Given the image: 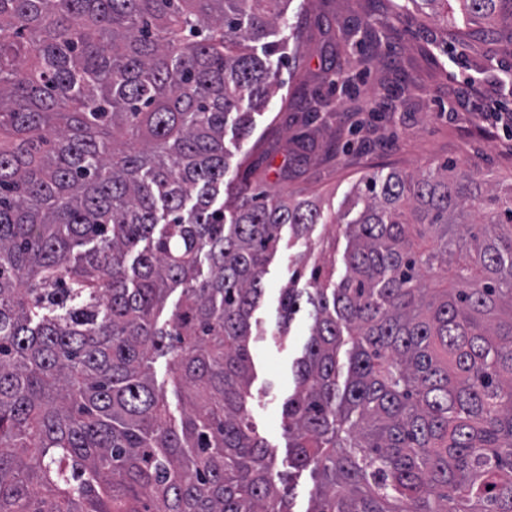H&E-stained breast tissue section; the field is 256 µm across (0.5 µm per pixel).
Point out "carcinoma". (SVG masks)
Returning a JSON list of instances; mask_svg holds the SVG:
<instances>
[{
  "label": "carcinoma",
  "instance_id": "1",
  "mask_svg": "<svg viewBox=\"0 0 512 512\" xmlns=\"http://www.w3.org/2000/svg\"><path fill=\"white\" fill-rule=\"evenodd\" d=\"M456 2L420 7L512 19ZM287 4L0 0V512H291L249 419L252 317L283 230L339 220L257 163L224 183ZM346 224L345 276L279 297L278 335L312 320L281 406L307 512H512V190L367 173Z\"/></svg>",
  "mask_w": 512,
  "mask_h": 512
}]
</instances>
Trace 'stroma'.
I'll list each match as a JSON object with an SVG mask.
<instances>
[{"mask_svg": "<svg viewBox=\"0 0 512 512\" xmlns=\"http://www.w3.org/2000/svg\"><path fill=\"white\" fill-rule=\"evenodd\" d=\"M403 0H290L288 23L276 37L289 46L279 68L280 90L255 117L246 139L226 136L232 162L260 160L263 185L272 192L320 196L325 213H344L368 172L424 170L445 161L490 179L499 193L512 189V132L498 119L512 110L499 79L512 72V51L486 24L445 33L436 18L399 10ZM364 26L387 33L386 64L360 65L364 51L347 41ZM354 77L333 85L328 71ZM484 92L451 111L469 83ZM341 224L315 226L308 245L281 242L264 278L265 293L253 319L254 377L250 417L273 448L275 468L288 469L281 404L294 388L310 321L297 313L278 336V301L294 265L321 262L335 278L345 273Z\"/></svg>", "mask_w": 512, "mask_h": 512, "instance_id": "stroma-1", "label": "stroma"}]
</instances>
